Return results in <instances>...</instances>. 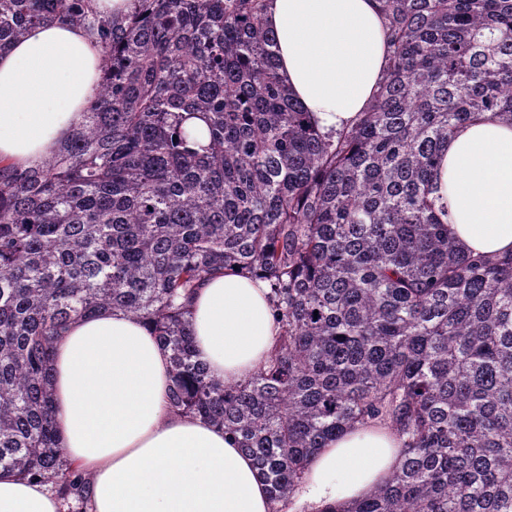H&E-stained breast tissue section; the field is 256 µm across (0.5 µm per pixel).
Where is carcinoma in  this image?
Listing matches in <instances>:
<instances>
[{"label":"carcinoma","mask_w":512,"mask_h":512,"mask_svg":"<svg viewBox=\"0 0 512 512\" xmlns=\"http://www.w3.org/2000/svg\"><path fill=\"white\" fill-rule=\"evenodd\" d=\"M0 0V51L68 22L103 50L95 100L35 167L0 166V467L82 492L53 423L51 350L101 310L168 352L172 408L224 429L284 512L358 425L392 475L331 512H512V255L448 237L440 153L512 124V0H379L392 51L357 123L323 132L279 77L266 0ZM206 123V142L188 127ZM237 266L281 330L245 382L210 375L187 301Z\"/></svg>","instance_id":"1"}]
</instances>
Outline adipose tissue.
Here are the masks:
<instances>
[{
  "instance_id": "obj_1",
  "label": "adipose tissue",
  "mask_w": 512,
  "mask_h": 512,
  "mask_svg": "<svg viewBox=\"0 0 512 512\" xmlns=\"http://www.w3.org/2000/svg\"><path fill=\"white\" fill-rule=\"evenodd\" d=\"M279 73L319 127L353 125L374 95L389 49L378 0H268ZM101 49L83 28L50 23L0 51V164L43 162L81 121L99 79ZM436 182L459 249L512 252V125L492 113L463 124ZM267 282L231 267L193 293L197 358L242 382L280 328ZM53 408L72 468L87 480L84 512H272L268 485L223 430L175 411L167 352L138 318L106 310L72 323L54 344ZM398 443L359 426L311 460L298 506L325 512L361 499L395 469ZM0 512H68L47 480L0 469Z\"/></svg>"
}]
</instances>
